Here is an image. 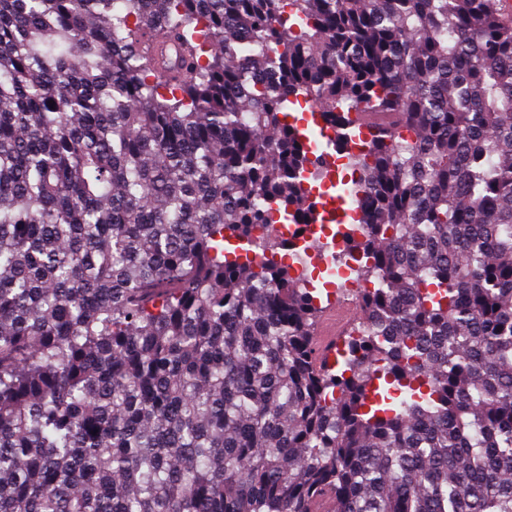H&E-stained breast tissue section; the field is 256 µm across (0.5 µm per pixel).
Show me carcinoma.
<instances>
[{
    "instance_id": "1",
    "label": "carcinoma",
    "mask_w": 512,
    "mask_h": 512,
    "mask_svg": "<svg viewBox=\"0 0 512 512\" xmlns=\"http://www.w3.org/2000/svg\"><path fill=\"white\" fill-rule=\"evenodd\" d=\"M303 100L378 135L328 364ZM55 102L50 107L49 101ZM512 512L500 0H0V512ZM346 244V240H345ZM345 244L343 247L336 249V251L331 252L327 257L325 262H321L322 269L318 272L317 276L313 275V271L309 272L310 266L313 267L314 271L317 269L316 263L312 262V258L306 250H303V254L301 252H288V260L292 261V263L301 270L302 282L303 285L307 288H314L313 282L316 280H320L323 285L326 284V287L335 285V275L336 277L345 278L346 287L352 288H366L367 285L357 281L356 279L350 278L349 275L352 273V269L358 265V262L368 261L364 256H358L355 258L356 260L348 259L345 257ZM326 272L330 276H334V279L325 280L323 277H320V273Z\"/></svg>"
}]
</instances>
